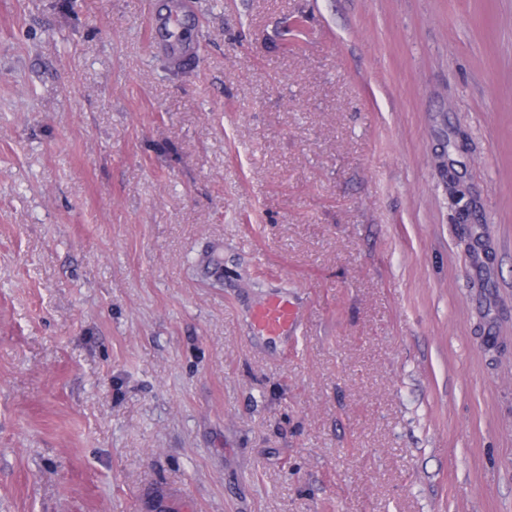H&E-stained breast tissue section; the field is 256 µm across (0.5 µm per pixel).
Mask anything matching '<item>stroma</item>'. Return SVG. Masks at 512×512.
Returning <instances> with one entry per match:
<instances>
[{"mask_svg": "<svg viewBox=\"0 0 512 512\" xmlns=\"http://www.w3.org/2000/svg\"><path fill=\"white\" fill-rule=\"evenodd\" d=\"M170 1L0 0V512H512V0ZM298 318L299 311L288 298L273 296L254 308L251 325L258 336L288 337Z\"/></svg>", "mask_w": 512, "mask_h": 512, "instance_id": "obj_1", "label": "stroma"}]
</instances>
